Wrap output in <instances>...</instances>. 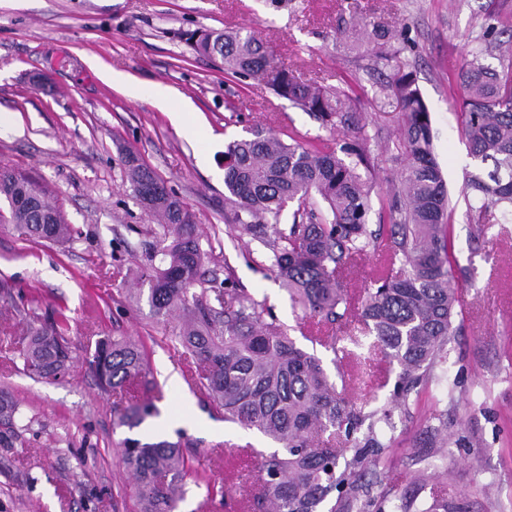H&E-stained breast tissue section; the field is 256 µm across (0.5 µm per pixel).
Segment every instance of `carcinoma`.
<instances>
[{"mask_svg": "<svg viewBox=\"0 0 512 512\" xmlns=\"http://www.w3.org/2000/svg\"><path fill=\"white\" fill-rule=\"evenodd\" d=\"M385 44L394 34L363 21ZM495 27L475 40L457 72L464 90L460 124L473 161L464 174L468 223L477 235L512 213V49L492 41ZM195 51L221 60L224 72L265 84L345 138L321 148L287 143L260 129L224 150V223L262 249L265 262L301 312L295 327L276 322L265 302L205 269L211 241L183 200L147 165L133 158L127 182L158 224L145 241L149 264L134 272L150 283L157 316L179 319L176 339L199 367L197 385L224 420L255 429L279 444L267 453L248 444L239 453L257 462L260 479L243 486L244 512H411L414 502L359 498L365 460L390 447L392 410H365L328 379L322 361L297 346L290 332L336 350V328L354 321L347 339L382 354L399 368L394 406L406 405L421 384L436 378L448 359L457 307L448 188L433 152L431 117L413 73L400 71L389 86L404 121L398 139L404 164L390 192L388 222L368 229L374 210L378 157L368 146V117L343 90L298 80L277 64L262 41L241 30L191 35ZM498 50L500 66L485 63ZM25 191L33 204L14 205L3 191L9 221L32 239L66 243L77 230L52 192L25 174L0 168V183ZM291 223H282L288 207ZM382 256L371 287L350 289L347 278L369 246ZM72 362L65 328H35L23 353L24 370L40 379L64 376ZM88 365L104 392H123L115 407L119 427L132 431L156 413L137 390L151 384L143 346L133 336L96 342ZM21 414L0 391V448L21 438ZM121 461L141 512H177L189 490L191 464L181 443L127 437ZM448 419L426 431L428 456L444 454ZM418 512H462L436 489Z\"/></svg>", "mask_w": 512, "mask_h": 512, "instance_id": "obj_1", "label": "carcinoma"}]
</instances>
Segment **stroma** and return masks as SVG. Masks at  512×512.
<instances>
[{
    "label": "stroma",
    "instance_id": "obj_1",
    "mask_svg": "<svg viewBox=\"0 0 512 512\" xmlns=\"http://www.w3.org/2000/svg\"><path fill=\"white\" fill-rule=\"evenodd\" d=\"M381 22L396 38L384 59L342 36L352 18ZM512 33V0H0V166L48 184L74 240L59 245L0 223V389L20 405L26 425L16 447L0 448V512H140L120 465L128 434L186 443L204 479L179 512H240V484L225 483L224 463L239 445L271 440L225 421L189 380L197 364L174 339V319L156 317L129 270L145 264L153 222L125 177L135 154L174 189L210 238V269L232 265L245 292L295 325L288 294L224 223V149L251 129L282 139L334 142L288 100L252 80L224 74L183 38L195 29L255 32L274 59L305 82L347 92L369 116L378 157L376 191L387 197L400 168L402 111L384 91L411 71L432 117L434 154L453 207V249L461 315L456 316L443 382H429L395 410L390 448L377 460L374 495L415 496L441 489L464 512H512V219L475 237L465 218L463 176L471 164L459 120L463 92L454 71L488 22ZM148 86L161 83L192 104L185 138L149 98L105 85L97 65ZM49 72L38 88L32 74ZM65 321L73 364L57 380L23 370L31 328ZM140 338L156 384L147 396L158 417L135 431L113 425L115 394L102 392L85 358L107 336ZM321 358L333 383L375 409L387 404L398 367L387 360L354 365L341 380L333 354ZM448 420V446L431 463L421 443L428 426ZM225 497H208L206 483Z\"/></svg>",
    "mask_w": 512,
    "mask_h": 512
}]
</instances>
